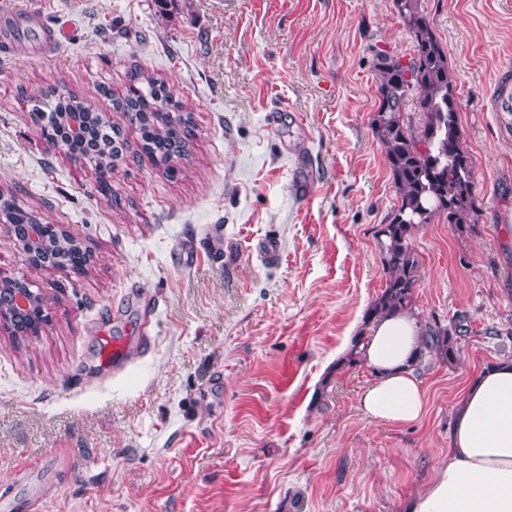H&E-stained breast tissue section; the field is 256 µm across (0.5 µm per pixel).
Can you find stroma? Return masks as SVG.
<instances>
[{
    "instance_id": "35a3bbf8",
    "label": "stroma",
    "mask_w": 512,
    "mask_h": 512,
    "mask_svg": "<svg viewBox=\"0 0 512 512\" xmlns=\"http://www.w3.org/2000/svg\"><path fill=\"white\" fill-rule=\"evenodd\" d=\"M59 40L0 53V190L91 255L23 265L0 224V279L48 322L0 333V497L41 512H404L448 457L482 368L512 358V0H420L448 52L480 202L474 233L416 227L415 312L466 315L453 365L421 377L419 423L365 417L371 380L336 353L385 287L376 238L397 192L371 120L374 55L409 62L393 0H34ZM170 86L193 135L169 177L145 153L112 172L55 150L22 92L53 85L139 133L109 91ZM276 245L278 257L263 252ZM127 339L123 366L105 343ZM15 281L21 283L25 287L22 293L17 294L16 304L18 307L28 311L29 313L26 318L28 321V329L26 331V335L39 336L46 323V314L43 301L41 297L29 287V283L24 278ZM34 297L39 298V303L33 306L31 305V300Z\"/></svg>"
}]
</instances>
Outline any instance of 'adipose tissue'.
<instances>
[{"mask_svg":"<svg viewBox=\"0 0 512 512\" xmlns=\"http://www.w3.org/2000/svg\"><path fill=\"white\" fill-rule=\"evenodd\" d=\"M421 325L409 310L370 321L356 336L357 352L373 378L360 396L370 419L420 421L425 396L413 363ZM408 512H512V359L472 377L457 406L448 460L409 503Z\"/></svg>","mask_w":512,"mask_h":512,"instance_id":"1","label":"adipose tissue"}]
</instances>
